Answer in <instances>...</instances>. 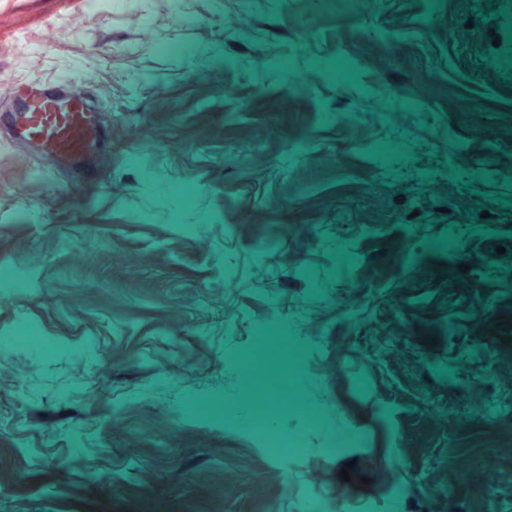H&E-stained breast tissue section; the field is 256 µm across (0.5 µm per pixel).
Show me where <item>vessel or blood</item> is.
Instances as JSON below:
<instances>
[{"instance_id": "1", "label": "vessel or blood", "mask_w": 512, "mask_h": 512, "mask_svg": "<svg viewBox=\"0 0 512 512\" xmlns=\"http://www.w3.org/2000/svg\"><path fill=\"white\" fill-rule=\"evenodd\" d=\"M23 104L0 114L15 140L77 170L91 169L104 148L101 116L87 93L63 94L42 80L15 88Z\"/></svg>"}]
</instances>
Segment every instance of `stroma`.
<instances>
[{"label":"stroma","mask_w":512,"mask_h":512,"mask_svg":"<svg viewBox=\"0 0 512 512\" xmlns=\"http://www.w3.org/2000/svg\"><path fill=\"white\" fill-rule=\"evenodd\" d=\"M502 7L0 0V73L90 86L109 186L0 126V512H512ZM252 361L297 408L253 424Z\"/></svg>","instance_id":"obj_1"}]
</instances>
